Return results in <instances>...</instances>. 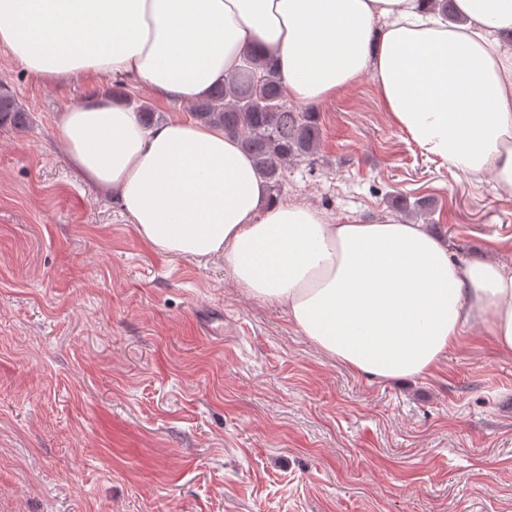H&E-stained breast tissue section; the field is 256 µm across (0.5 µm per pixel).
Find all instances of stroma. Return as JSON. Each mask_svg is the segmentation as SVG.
<instances>
[{
    "mask_svg": "<svg viewBox=\"0 0 512 512\" xmlns=\"http://www.w3.org/2000/svg\"><path fill=\"white\" fill-rule=\"evenodd\" d=\"M0 85L29 114L0 129V512H512V353L482 327L430 378L350 372L75 171L60 115L115 78L39 83L0 48ZM314 110L282 200L369 223L427 199L452 260L512 267V196L424 154L371 75Z\"/></svg>",
    "mask_w": 512,
    "mask_h": 512,
    "instance_id": "obj_1",
    "label": "stroma"
}]
</instances>
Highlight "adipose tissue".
Returning <instances> with one entry per match:
<instances>
[{
  "instance_id": "obj_1",
  "label": "adipose tissue",
  "mask_w": 512,
  "mask_h": 512,
  "mask_svg": "<svg viewBox=\"0 0 512 512\" xmlns=\"http://www.w3.org/2000/svg\"><path fill=\"white\" fill-rule=\"evenodd\" d=\"M0 0V47L34 80L120 77L195 101L246 55L316 103L371 74L395 125L455 171L512 196V0ZM71 164L116 189L156 251L220 258L326 356L387 383L433 375L466 329L512 352V267L457 263L426 225L331 224L272 196L236 138L172 119L147 129L99 96L66 111Z\"/></svg>"
}]
</instances>
